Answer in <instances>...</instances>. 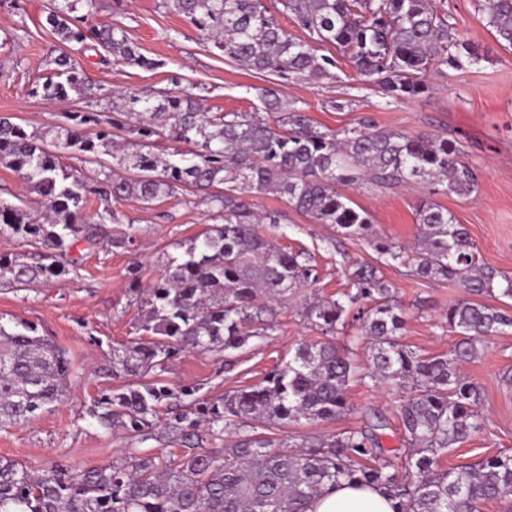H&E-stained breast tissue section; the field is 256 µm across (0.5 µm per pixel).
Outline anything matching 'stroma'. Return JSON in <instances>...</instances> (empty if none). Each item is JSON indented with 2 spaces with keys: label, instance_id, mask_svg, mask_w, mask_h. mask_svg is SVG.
I'll list each match as a JSON object with an SVG mask.
<instances>
[{
  "label": "stroma",
  "instance_id": "35a3bbf8",
  "mask_svg": "<svg viewBox=\"0 0 512 512\" xmlns=\"http://www.w3.org/2000/svg\"><path fill=\"white\" fill-rule=\"evenodd\" d=\"M48 4L0 0V116L29 129L49 128L67 112L111 111L116 89L151 97L187 91L208 112H251L260 105V89L276 88L321 130L339 131L370 118L382 129L445 136L462 145L463 161L479 175L471 196L450 194L422 180L391 188L353 184L342 192L355 209L369 214L381 238L405 245L415 240L420 201L435 203L466 226L484 264L512 276V49H504L490 33L479 0H446V5L455 33L478 46L481 62L431 76L428 96L391 104L361 81L344 59L336 79L317 84L305 79L283 83L275 75L227 62L191 24L169 12L163 0H123L118 8L113 0H97L88 17L95 26L120 24L143 55L158 60V68L106 64L99 53L75 45L69 53L98 92L90 98L48 102L30 93L45 75L46 59L61 49L46 22ZM247 200L256 211L281 212L280 224L266 227L267 236L280 247L310 252L318 279L294 296L271 302L270 328L265 335L251 337L242 349L223 356L200 350L181 354L164 374L171 387H192L200 400L214 401L259 383L299 344L320 339V331L305 315L306 306L351 291L347 271L363 262L379 265L406 313L403 343L426 356L454 348L459 337L449 329L445 314L463 295L458 284L414 277L402 266L380 265L368 241L347 239L330 225L314 223L279 196L251 194ZM116 209L121 221L112 230L131 233L133 251L98 246L85 252L80 268L69 275L28 290L0 286V319L34 324L40 335L66 351L71 363L64 402L26 425L0 430V457L33 470L56 461L75 469L121 464L130 454H151L168 445L158 434L139 442L122 429H102L90 409L102 395L128 382L125 375H113L112 351L130 339L133 325L143 317L140 297L130 289L132 269H139L142 285L153 283L166 256L179 254L181 245L215 223L217 207L195 196L171 198L150 209L129 199L117 203ZM463 372L480 388L478 410L484 425L440 457L443 468L501 451L512 453V329L492 337L464 364ZM409 396V389L364 384L357 375L349 381L346 413L285 427L256 423L248 432L298 442L329 439L382 421L386 427L378 433L380 444L391 456L404 446L399 411Z\"/></svg>",
  "mask_w": 512,
  "mask_h": 512
}]
</instances>
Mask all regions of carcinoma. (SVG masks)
<instances>
[{
    "label": "carcinoma",
    "mask_w": 512,
    "mask_h": 512,
    "mask_svg": "<svg viewBox=\"0 0 512 512\" xmlns=\"http://www.w3.org/2000/svg\"><path fill=\"white\" fill-rule=\"evenodd\" d=\"M95 0H50L46 22L62 44L95 43L112 61L153 69L122 28L89 27L75 15ZM224 54L258 73L283 81L333 79L337 60L317 54L331 45L361 80L387 102L416 100L431 90L428 75L461 69L481 59L474 42L452 32L434 0H285L294 24L313 42L293 38L267 0H164ZM497 42L512 49V0H482ZM49 76L30 94L46 101L92 94L84 71L66 51L46 60ZM252 112H203L193 94L158 98L127 93L112 112H70L66 122L29 131L0 116V165L37 194L40 218L0 200V233L40 244L32 258L0 255V279L16 287L67 275L64 263L80 244L135 246L111 203L135 199L156 205L181 193H202L219 207V223L192 238L167 260L150 285L137 336L112 352V373L136 378L101 397L91 415L106 430L121 426L135 437L151 434L159 408H178L162 434L175 447L133 456L119 466L73 471L52 465L38 472L0 458V512H305L324 490L348 481L375 486L396 502V512H479L489 500L512 497V454L498 453L448 469L437 459L483 429L479 388L459 372L478 346L507 328L512 316L480 301L512 299V276L481 262L464 225L432 202L417 209V235L405 248L373 237L369 215L357 211L339 186L367 179L393 187L428 179L470 196L474 168L461 160L454 140L428 133L381 129L370 119L341 131H321L303 109L268 88ZM193 145L159 153L158 139ZM112 156L116 170L90 182L66 170L63 158L79 153L95 163ZM222 187L213 193L211 189ZM272 193L317 224H332L350 239H370L384 263L407 266L423 278L459 283L468 297L448 306V327L462 340L446 355L423 356L401 342L403 312L391 302V285L377 267L362 263L350 273L356 292L346 300H317L306 316L324 339L299 345L263 381L213 402L195 390L172 389L165 362L188 350L226 352L245 345L254 325L270 327L262 299H280L314 283L313 257L292 252L261 235L260 224L280 223L281 213L257 214L250 193ZM103 207L84 213L87 196ZM371 339L370 365L361 382L409 385L401 407L406 448L399 462L381 460L377 435L345 431L332 439L305 440L291 449L272 439L243 436L218 457L201 447L247 420L284 426L301 419H334L349 410L346 387L354 375L334 336L357 304ZM70 366L65 351L25 321L0 323V428L21 426L65 397Z\"/></svg>",
    "instance_id": "1"
}]
</instances>
